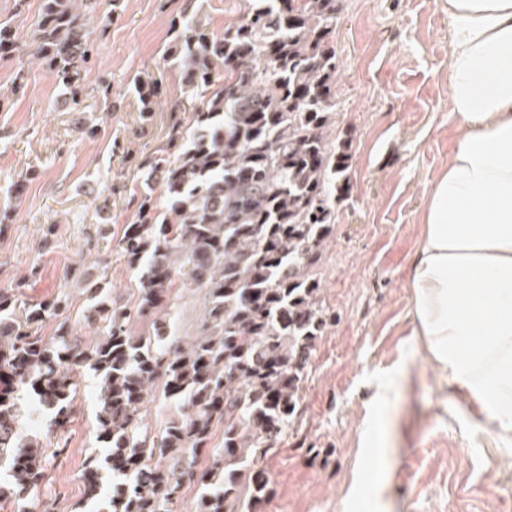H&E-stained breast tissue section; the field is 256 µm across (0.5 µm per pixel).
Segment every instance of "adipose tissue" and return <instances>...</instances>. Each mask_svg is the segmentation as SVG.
Instances as JSON below:
<instances>
[{"label":"adipose tissue","instance_id":"ef3b65f1","mask_svg":"<svg viewBox=\"0 0 512 512\" xmlns=\"http://www.w3.org/2000/svg\"><path fill=\"white\" fill-rule=\"evenodd\" d=\"M463 135L432 182L409 270L416 347L512 456V0H446Z\"/></svg>","mask_w":512,"mask_h":512}]
</instances>
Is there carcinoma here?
I'll list each match as a JSON object with an SVG mask.
<instances>
[{"label":"carcinoma","mask_w":512,"mask_h":512,"mask_svg":"<svg viewBox=\"0 0 512 512\" xmlns=\"http://www.w3.org/2000/svg\"><path fill=\"white\" fill-rule=\"evenodd\" d=\"M41 0L30 56L71 92L73 111L95 40L75 2ZM341 0H248L219 35L196 15L171 20L166 62L186 94L169 113L166 147L139 160L133 221L113 250L136 274L132 303L91 290L83 320L103 328L85 345L64 315L70 297L18 305L0 289V460L11 462L19 512H49L37 490L45 449L25 438L14 394L25 388L67 423L76 375L99 377L98 437L106 453L86 468L112 477L107 512H180L184 489L197 512H255L270 492L259 462L298 414L299 390L331 320L323 298L327 243L350 179L352 141L336 126L339 61L333 36ZM22 56L0 22V60ZM156 80L136 82L140 112H152ZM162 186L163 200L154 197ZM204 292L199 332L175 326L176 289ZM57 319L53 337L39 328ZM175 411L158 435L143 428L148 396ZM223 447L213 451L217 430Z\"/></svg>","instance_id":"carcinoma-1"}]
</instances>
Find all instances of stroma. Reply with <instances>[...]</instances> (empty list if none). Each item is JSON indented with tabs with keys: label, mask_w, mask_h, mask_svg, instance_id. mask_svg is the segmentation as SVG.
<instances>
[{
	"label": "stroma",
	"mask_w": 512,
	"mask_h": 512,
	"mask_svg": "<svg viewBox=\"0 0 512 512\" xmlns=\"http://www.w3.org/2000/svg\"><path fill=\"white\" fill-rule=\"evenodd\" d=\"M190 11L218 32L233 21L228 0H99L88 27L97 51L72 111L66 90L40 63L0 60V289L26 301L68 293L72 332L85 343L84 284L74 266L107 274L114 299L136 297V276L105 243L90 245L107 204L111 237L131 223L135 165L166 141L184 81L163 54L169 21ZM448 12L442 0H343L334 43L336 103L350 132L351 176L336 208L324 298L336 320L320 337L299 391L300 414L259 464L271 494L257 512H512V461L448 402L437 372L412 349L409 268L421 238L431 182L457 141L448 103ZM27 81L10 86L18 70ZM157 78L160 96L140 114L135 77ZM70 422L24 420L41 446H63L47 466L40 499L52 512H101L107 486L85 495V462L101 452L98 380L76 378ZM390 387L388 401L375 402Z\"/></svg>",
	"instance_id": "1"
}]
</instances>
